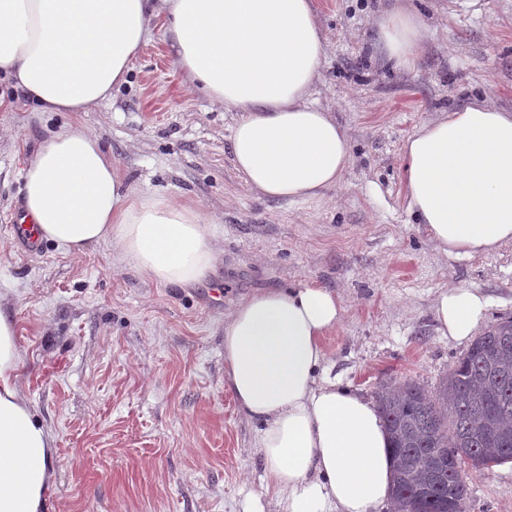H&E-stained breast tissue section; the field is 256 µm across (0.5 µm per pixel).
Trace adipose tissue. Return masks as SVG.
<instances>
[{
  "mask_svg": "<svg viewBox=\"0 0 512 512\" xmlns=\"http://www.w3.org/2000/svg\"><path fill=\"white\" fill-rule=\"evenodd\" d=\"M192 83L240 111L232 161L271 199L314 198L350 161L333 112L311 103L324 43L314 0H0V74L44 112H86L125 83L154 19ZM423 22L386 13L378 44L393 67L416 62ZM407 209L454 257L512 242V111L476 99L425 122L404 146ZM24 209L39 239L79 253L106 240L146 278L194 288L224 261L215 223L165 195L126 186L97 136L66 124L40 140L25 170ZM484 294L453 288L438 329L467 340ZM332 289L302 282L240 299L224 319V378L237 407L260 423L265 474L279 512H379L394 462L370 400L321 375L324 339L340 324ZM22 356L0 311V512H45L54 438L21 385Z\"/></svg>",
  "mask_w": 512,
  "mask_h": 512,
  "instance_id": "1",
  "label": "adipose tissue"
}]
</instances>
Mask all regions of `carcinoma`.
Segmentation results:
<instances>
[{"instance_id": "obj_1", "label": "carcinoma", "mask_w": 512, "mask_h": 512, "mask_svg": "<svg viewBox=\"0 0 512 512\" xmlns=\"http://www.w3.org/2000/svg\"><path fill=\"white\" fill-rule=\"evenodd\" d=\"M377 403L397 462L394 512H437L441 499L465 512L462 467L441 474L439 463L467 448L476 469L512 464V320L477 336L435 395L403 376L380 385Z\"/></svg>"}]
</instances>
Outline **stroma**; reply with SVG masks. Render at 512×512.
Instances as JSON below:
<instances>
[{"label":"stroma","mask_w":512,"mask_h":512,"mask_svg":"<svg viewBox=\"0 0 512 512\" xmlns=\"http://www.w3.org/2000/svg\"><path fill=\"white\" fill-rule=\"evenodd\" d=\"M324 38L314 104L349 136L341 183L313 201L266 199L235 171L239 112L191 90L161 27L127 83L87 112L0 106V307L15 322L21 381L55 439L46 512H246L267 490L258 423L224 384V318L267 288L317 282L345 314L324 372L375 398L405 375L436 392L467 342L443 336L434 304L451 288L512 317V243L471 258L438 251L407 211L403 147L424 122L485 97L512 108V0H315ZM426 26L413 69L376 46L387 11ZM74 123L95 134L127 185L216 222L224 262L194 288L147 279L102 241L81 253L25 250L12 214L37 140ZM466 512H512V464L466 468Z\"/></svg>","instance_id":"obj_1"}]
</instances>
